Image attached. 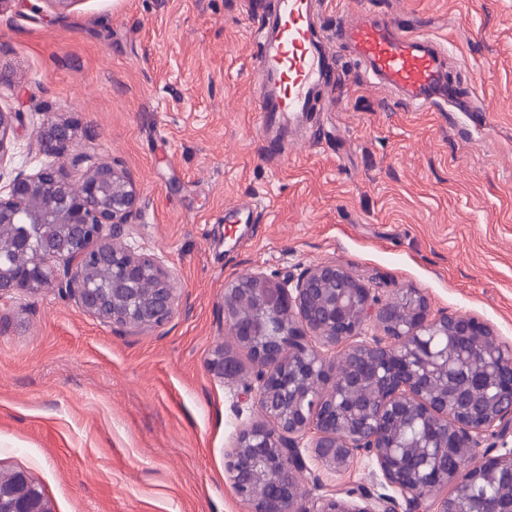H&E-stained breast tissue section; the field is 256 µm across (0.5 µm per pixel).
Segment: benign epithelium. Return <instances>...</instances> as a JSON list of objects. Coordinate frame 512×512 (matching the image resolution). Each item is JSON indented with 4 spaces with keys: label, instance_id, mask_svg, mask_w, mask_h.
Here are the masks:
<instances>
[{
    "label": "benign epithelium",
    "instance_id": "7a95c632",
    "mask_svg": "<svg viewBox=\"0 0 512 512\" xmlns=\"http://www.w3.org/2000/svg\"><path fill=\"white\" fill-rule=\"evenodd\" d=\"M19 118L0 110V181L8 141ZM47 161L35 173H17L0 187V298L15 292L35 295L55 288L104 323L147 330L168 322L177 303L170 270L157 257L125 243L138 193L116 162L88 167L74 181L64 164L79 166L70 153V128L61 123L40 135ZM224 312L235 347L251 359L250 393L260 416L243 427L225 453L236 496L251 512H455L454 495L470 482L506 472L512 449L476 464L448 468V449L474 455L481 438L512 435V354L495 345L503 378L494 405L448 412V352L459 339L483 341L493 335L485 323L458 313H436L411 290L382 301L333 262L307 268L298 277L257 271L228 283ZM376 325L383 337L366 339ZM324 347L344 346L340 359ZM208 370L233 380L245 368L230 349L214 351ZM425 423L420 442H395L403 418ZM313 436L312 453L340 470L355 455L376 461L382 486L347 497L332 493L310 510L299 493L305 469L301 443ZM428 465L424 479L405 467L408 459ZM7 512H46L32 489L17 496L0 484Z\"/></svg>",
    "mask_w": 512,
    "mask_h": 512
}]
</instances>
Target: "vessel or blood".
Here are the masks:
<instances>
[{
    "instance_id": "1",
    "label": "vessel or blood",
    "mask_w": 512,
    "mask_h": 512,
    "mask_svg": "<svg viewBox=\"0 0 512 512\" xmlns=\"http://www.w3.org/2000/svg\"><path fill=\"white\" fill-rule=\"evenodd\" d=\"M254 40L257 135L282 154L309 131L317 113L329 110L330 100L319 93L343 61L409 107L482 111L480 104L458 100L445 47L368 7L330 30L321 0H267Z\"/></svg>"
}]
</instances>
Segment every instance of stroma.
<instances>
[{"label": "stroma", "instance_id": "obj_1", "mask_svg": "<svg viewBox=\"0 0 512 512\" xmlns=\"http://www.w3.org/2000/svg\"><path fill=\"white\" fill-rule=\"evenodd\" d=\"M375 2L459 57L450 80L488 125L404 108L351 71L311 137L271 160L249 110L251 0L0 5V110L23 115L7 176L45 163L43 123H68L88 163L133 179L129 240L179 297L145 331L52 288L0 297V470L25 472L50 512H249L225 453L260 410L207 361L233 342L225 286L252 271L333 262L378 299L414 289L512 347V0ZM244 201L247 223H224ZM302 454L306 504L380 486L367 455L334 472Z\"/></svg>", "mask_w": 512, "mask_h": 512}]
</instances>
